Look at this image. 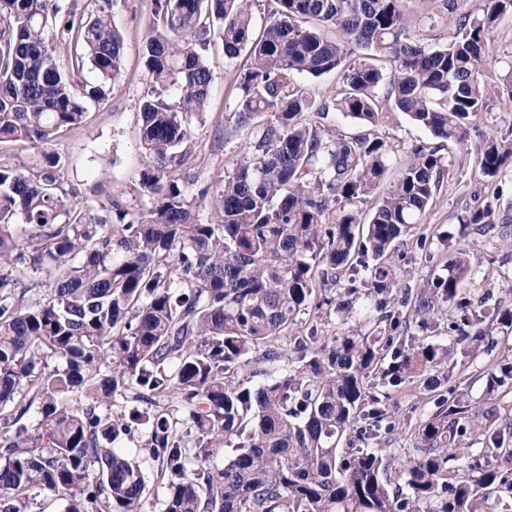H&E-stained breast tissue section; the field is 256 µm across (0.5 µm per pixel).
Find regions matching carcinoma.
Instances as JSON below:
<instances>
[{
	"label": "carcinoma",
	"mask_w": 512,
	"mask_h": 512,
	"mask_svg": "<svg viewBox=\"0 0 512 512\" xmlns=\"http://www.w3.org/2000/svg\"><path fill=\"white\" fill-rule=\"evenodd\" d=\"M260 2L152 0L139 109L151 165L138 188L153 206L135 219L113 223L114 200L85 207L54 153L35 167L0 163V512H30L34 490L66 512H144L140 465L117 448L143 432L166 480L164 512H512V416L498 405L512 345L479 371L493 401L480 409L445 386L448 347L428 341L445 329L475 361L512 335V308L478 306L462 288L463 234L448 235V274L398 286L407 234L452 161L414 146L371 213L356 208L386 174L395 113L451 154L501 105L497 86L512 100V63L498 85L486 76L512 0H479L438 48L407 37L403 0H272L258 30ZM111 4L0 0V144H50L120 81ZM215 26L227 57L251 59L234 121L254 132L224 173L218 223L206 224L170 162L210 95ZM354 47L363 58L351 60ZM86 66L96 82L66 72ZM332 72L339 90L320 101L300 81ZM332 112L352 129L326 126ZM474 151L481 175L501 182L512 127L489 129ZM457 223L502 224L498 248H512V201L498 187ZM30 274L46 292L35 305L5 291ZM361 288L370 310L358 329L303 328L314 301L357 320ZM414 379L436 410L415 428L420 454L401 463L402 491L382 447L395 424L371 381L397 391ZM118 398L127 406L114 411Z\"/></svg>",
	"instance_id": "cac0c4a2"
}]
</instances>
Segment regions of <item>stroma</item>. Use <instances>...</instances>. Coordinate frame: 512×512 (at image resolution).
<instances>
[{"mask_svg":"<svg viewBox=\"0 0 512 512\" xmlns=\"http://www.w3.org/2000/svg\"><path fill=\"white\" fill-rule=\"evenodd\" d=\"M444 0H404L403 7L414 39L437 48L448 41V13ZM151 16V0H112V25L124 38V74L106 97L99 102H87L89 118L82 126L58 136L50 145L68 166L69 180L85 206L100 208L111 196L121 195L129 215L149 209V197L136 192L141 172L149 165L138 138V111L149 85L144 67V46ZM207 59L213 81L210 96L202 112L192 118V139L186 145L188 156L178 175L183 188L191 195L207 194L208 199L219 189V177L242 154L250 137L249 131L236 129L233 114L237 106L234 81L248 63L247 54L227 59L218 33L208 37ZM386 135L392 145L388 170L381 183L389 188L397 170L407 160L412 146L434 145L431 134L404 115H396L387 126ZM460 169L455 180L439 187L433 204L422 224L412 228V237H424V259L405 257L400 264L399 280L403 287L417 288L423 280L441 273L448 255L444 236L460 229L456 215L471 203L474 194L484 192L485 182L476 172L472 158L456 157ZM202 202L203 222L213 220L210 204ZM498 227L471 231L470 239L477 248V259L464 286L472 297L488 296L512 305V261L503 262L500 252L489 248ZM397 425L389 434L386 445L395 461L390 474H397L401 460L413 454L416 438L413 427L423 414L433 410V398L420 383H413L406 392H395L385 400ZM123 451L140 463L149 485L145 508L147 512H162L166 484L157 475V464L142 446L141 439L124 441Z\"/></svg>","mask_w":512,"mask_h":512,"instance_id":"obj_1","label":"stroma"}]
</instances>
